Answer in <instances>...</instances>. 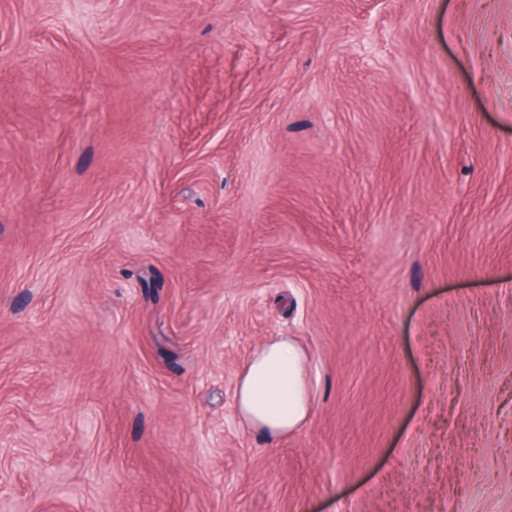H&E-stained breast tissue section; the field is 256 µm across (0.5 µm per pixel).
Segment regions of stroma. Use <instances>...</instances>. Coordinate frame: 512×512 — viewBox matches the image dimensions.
<instances>
[{"instance_id":"obj_1","label":"stroma","mask_w":512,"mask_h":512,"mask_svg":"<svg viewBox=\"0 0 512 512\" xmlns=\"http://www.w3.org/2000/svg\"><path fill=\"white\" fill-rule=\"evenodd\" d=\"M9 503L512 512V0H0ZM244 425L270 439L300 429L311 412L308 357L288 337L269 341L251 356L236 390Z\"/></svg>"}]
</instances>
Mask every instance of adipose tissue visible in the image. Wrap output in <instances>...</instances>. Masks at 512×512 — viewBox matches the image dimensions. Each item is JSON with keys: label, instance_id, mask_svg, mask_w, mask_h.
Listing matches in <instances>:
<instances>
[{"label": "adipose tissue", "instance_id": "adipose-tissue-1", "mask_svg": "<svg viewBox=\"0 0 512 512\" xmlns=\"http://www.w3.org/2000/svg\"><path fill=\"white\" fill-rule=\"evenodd\" d=\"M235 402L242 423L267 438L300 429L311 412L303 349L285 337L257 349L238 380Z\"/></svg>", "mask_w": 512, "mask_h": 512}]
</instances>
